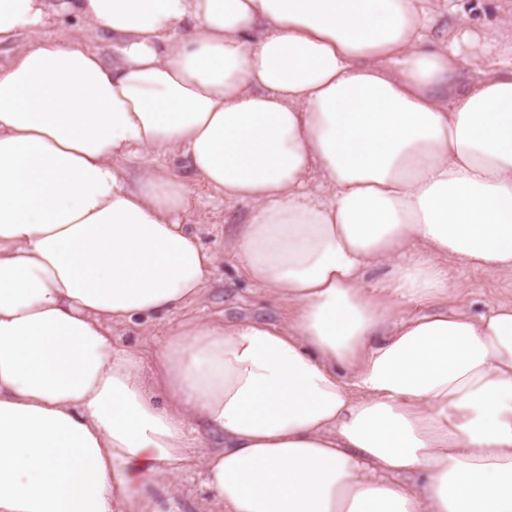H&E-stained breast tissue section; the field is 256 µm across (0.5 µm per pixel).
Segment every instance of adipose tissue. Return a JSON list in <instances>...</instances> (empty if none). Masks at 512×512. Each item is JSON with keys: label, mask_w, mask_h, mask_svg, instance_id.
<instances>
[{"label": "adipose tissue", "mask_w": 512, "mask_h": 512, "mask_svg": "<svg viewBox=\"0 0 512 512\" xmlns=\"http://www.w3.org/2000/svg\"><path fill=\"white\" fill-rule=\"evenodd\" d=\"M426 2L0 0L32 39L0 69V512H194L192 471L213 512H512V299L397 317L447 260L512 271V16L436 40ZM171 156L250 205L232 252L293 307L147 362L106 322L216 263Z\"/></svg>", "instance_id": "adipose-tissue-1"}]
</instances>
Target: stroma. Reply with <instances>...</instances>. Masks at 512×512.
I'll list each match as a JSON object with an SVG mask.
<instances>
[{
    "label": "stroma",
    "mask_w": 512,
    "mask_h": 512,
    "mask_svg": "<svg viewBox=\"0 0 512 512\" xmlns=\"http://www.w3.org/2000/svg\"><path fill=\"white\" fill-rule=\"evenodd\" d=\"M451 12L441 13L438 30L465 23L478 31L492 30L500 23V13L494 0H448ZM166 166L181 177L191 178L194 186L186 222L201 244L217 255L216 265L201 300L187 304L164 321L145 328L135 324H115L111 327L114 342L133 346L151 354L153 338L165 335L170 329L188 321H211L223 318L258 317L272 322L284 321L292 305L285 299L266 296L248 279L240 262L231 254L228 245L230 225L247 219L250 207L246 204L228 209L224 200L200 178L190 177L182 161L166 158ZM453 281L459 283L457 294L447 302H436V309L465 306L471 312L484 311L496 301L512 296V273L504 274L474 269L459 263L448 266Z\"/></svg>",
    "instance_id": "obj_1"
}]
</instances>
